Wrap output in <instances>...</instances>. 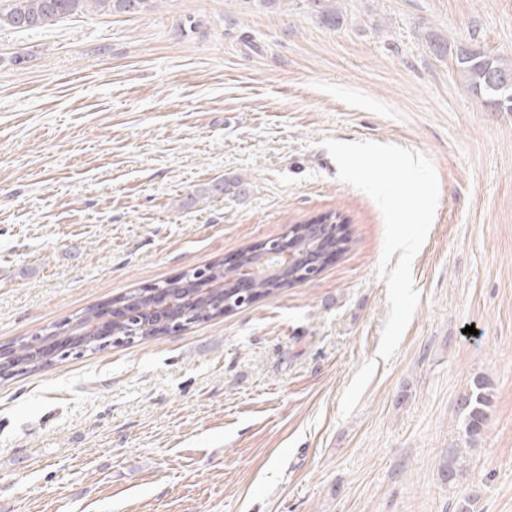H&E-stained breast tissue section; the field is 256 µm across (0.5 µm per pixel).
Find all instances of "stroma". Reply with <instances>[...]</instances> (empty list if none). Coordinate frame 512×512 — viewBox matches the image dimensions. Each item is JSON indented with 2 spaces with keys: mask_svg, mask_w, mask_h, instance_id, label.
Wrapping results in <instances>:
<instances>
[{
  "mask_svg": "<svg viewBox=\"0 0 512 512\" xmlns=\"http://www.w3.org/2000/svg\"><path fill=\"white\" fill-rule=\"evenodd\" d=\"M337 6V26L304 0H157L0 30V346L328 213L352 238L220 320L0 379V512H455L469 491L512 512V112L426 43L512 60V0ZM325 138L438 176L388 361L384 219ZM477 375L493 403L471 445L457 401ZM462 458L461 448L449 449L448 455L440 467L441 480L448 483L449 486H454L463 475V468L461 467Z\"/></svg>",
  "mask_w": 512,
  "mask_h": 512,
  "instance_id": "obj_1",
  "label": "stroma"
}]
</instances>
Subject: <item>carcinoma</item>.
Segmentation results:
<instances>
[{
    "label": "carcinoma",
    "instance_id": "1",
    "mask_svg": "<svg viewBox=\"0 0 512 512\" xmlns=\"http://www.w3.org/2000/svg\"><path fill=\"white\" fill-rule=\"evenodd\" d=\"M154 0H4L0 3V29L33 30L56 24L68 16L84 13L89 8L102 14H141L151 7ZM307 7L324 21L333 25L341 22L339 10L328 0H306ZM427 42L432 52L445 55L453 52L457 67L465 78L468 92L483 99L492 107L498 106L503 99L498 90L499 83L507 80L512 83V61L504 60L498 56L490 55L473 44L450 45L448 41L436 35H428ZM328 223L336 224V254L345 252L351 239L339 224L340 215L328 214L324 217ZM324 247L321 242L298 237L293 244V252L305 258H314L321 254ZM238 267L253 268L255 274L251 279L252 291L256 297H266L276 292L306 281V269L303 263H294L288 267L276 268L273 264L263 260V253L254 250L253 246L246 245L237 252ZM233 270L224 268V262L215 261L202 268L195 269L192 286L184 285V279L166 280L159 284L168 295L183 302L188 311L191 323H199L217 319L224 316V312L216 309L213 293L206 291L210 285L221 283L224 286V297L234 309L241 307L238 295L229 277ZM129 312L151 306L152 298L144 291H133L119 299ZM103 313L98 308H88L79 315L63 322L60 327L65 332L74 334L93 323L100 321ZM135 337L141 340H150L163 334L157 321L149 319L134 324ZM492 388L489 379L484 375H477L466 387L459 400V411L462 415V425L466 437L475 442L481 435L488 422V410L492 404ZM461 449L450 448L445 461L440 467L441 480L453 486L462 476Z\"/></svg>",
    "mask_w": 512,
    "mask_h": 512
}]
</instances>
